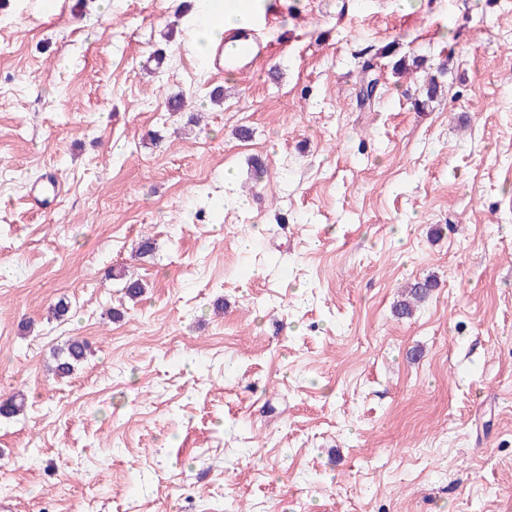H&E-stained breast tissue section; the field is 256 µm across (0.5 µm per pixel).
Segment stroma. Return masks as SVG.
<instances>
[{"label": "stroma", "instance_id": "stroma-1", "mask_svg": "<svg viewBox=\"0 0 512 512\" xmlns=\"http://www.w3.org/2000/svg\"><path fill=\"white\" fill-rule=\"evenodd\" d=\"M195 11L0 0V503L512 512V0H279L241 76ZM436 284L430 280L416 281L408 286L405 298L397 305V313L402 317L412 314L417 303L424 302ZM89 350L90 346L86 340H70L63 348L54 352L55 365L51 368V372L58 379L69 376L75 365L86 358Z\"/></svg>", "mask_w": 512, "mask_h": 512}]
</instances>
